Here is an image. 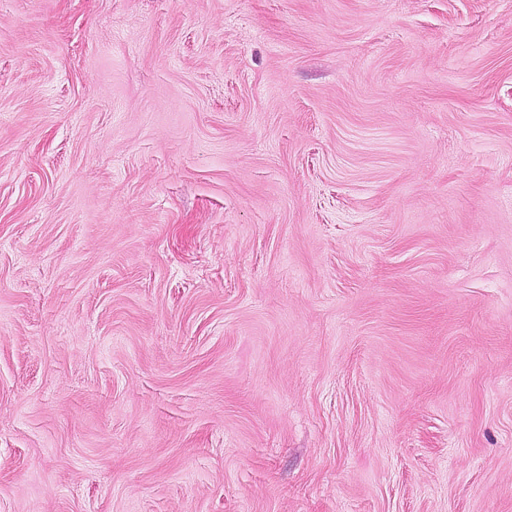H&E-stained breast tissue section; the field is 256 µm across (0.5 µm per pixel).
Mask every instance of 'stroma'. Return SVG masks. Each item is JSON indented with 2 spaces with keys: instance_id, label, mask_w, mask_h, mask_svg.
Masks as SVG:
<instances>
[{
  "instance_id": "35a3bbf8",
  "label": "stroma",
  "mask_w": 512,
  "mask_h": 512,
  "mask_svg": "<svg viewBox=\"0 0 512 512\" xmlns=\"http://www.w3.org/2000/svg\"><path fill=\"white\" fill-rule=\"evenodd\" d=\"M0 512H512V0H0Z\"/></svg>"
}]
</instances>
